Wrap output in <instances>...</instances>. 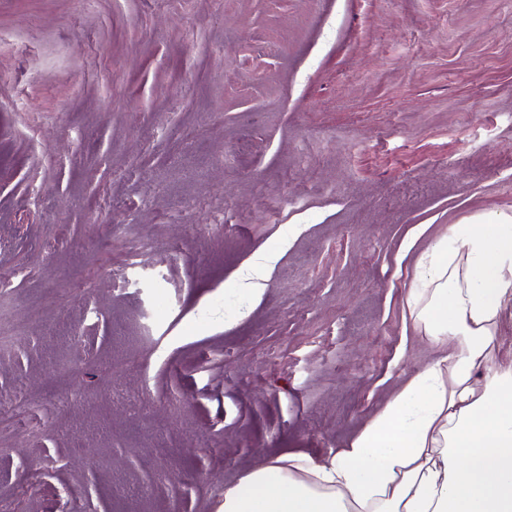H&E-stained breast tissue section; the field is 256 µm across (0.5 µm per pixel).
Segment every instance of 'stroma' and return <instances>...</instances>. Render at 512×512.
Wrapping results in <instances>:
<instances>
[{
  "instance_id": "35a3bbf8",
  "label": "stroma",
  "mask_w": 512,
  "mask_h": 512,
  "mask_svg": "<svg viewBox=\"0 0 512 512\" xmlns=\"http://www.w3.org/2000/svg\"><path fill=\"white\" fill-rule=\"evenodd\" d=\"M465 224H512V0H0V512L344 447Z\"/></svg>"
}]
</instances>
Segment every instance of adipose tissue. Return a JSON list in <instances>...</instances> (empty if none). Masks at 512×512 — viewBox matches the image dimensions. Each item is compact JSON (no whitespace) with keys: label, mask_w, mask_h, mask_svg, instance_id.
I'll return each mask as SVG.
<instances>
[{"label":"adipose tissue","mask_w":512,"mask_h":512,"mask_svg":"<svg viewBox=\"0 0 512 512\" xmlns=\"http://www.w3.org/2000/svg\"><path fill=\"white\" fill-rule=\"evenodd\" d=\"M407 307L435 358L346 447L270 457L217 512H512V365L492 355L512 308V224L431 241Z\"/></svg>","instance_id":"adipose-tissue-1"}]
</instances>
